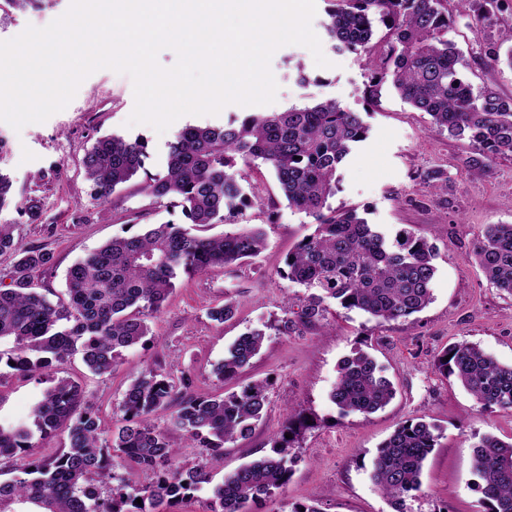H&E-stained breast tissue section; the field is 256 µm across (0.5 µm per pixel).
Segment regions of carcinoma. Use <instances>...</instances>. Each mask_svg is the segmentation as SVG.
Wrapping results in <instances>:
<instances>
[{
  "mask_svg": "<svg viewBox=\"0 0 512 512\" xmlns=\"http://www.w3.org/2000/svg\"><path fill=\"white\" fill-rule=\"evenodd\" d=\"M324 24L332 48L362 51L370 61L368 94L384 83L431 117L433 128L467 140L478 155L466 158L470 171L485 170L493 159L512 156V98L476 88L467 79L455 44L448 40L447 0H328ZM464 6L492 21L500 0H463ZM385 29L373 41L376 29ZM512 30L485 50L497 65L512 69ZM368 128L357 112L333 99L285 112H249L222 126H185L168 145L164 173H145L143 190L159 202L179 208L189 225L166 222L111 241L73 264L64 296L52 301L36 276L52 263L40 246L15 240L14 225L0 222V255L14 256L10 283L0 288V362L36 377L81 352L95 374L111 372L122 350L145 341L147 312H158L182 275L230 271L258 256L265 232L236 224L220 236L198 234L210 224H227L252 204L243 182L261 162L275 179L288 206L313 219L315 229L288 253L286 278L304 286L300 320L316 326L326 319L328 302L358 310L378 323L407 319L433 299L437 253L428 241L401 230L390 239L354 208H334L337 172ZM148 157L145 141L102 136L87 150L83 167L92 193L106 202L139 171ZM470 257L487 283L512 295V224H489L478 235ZM234 315L230 300L208 310L224 323ZM266 331L254 328L228 348L216 373L236 378L259 353ZM438 371L454 377L480 408L512 410V365H502L478 345L459 342L437 360ZM269 383L252 381L236 391L198 397L177 391L162 374L147 370L134 378L119 404L122 425L111 433L88 404L84 388L56 378L31 411L32 424L0 425V458L16 459L13 477L0 481V512L15 503L33 512H175L176 506L210 483L202 466H175L178 449L169 427L201 448L207 463L220 466L224 447L250 435L264 416ZM395 394L392 382L367 353L357 350L338 367L330 400L343 416L370 415ZM170 411L169 426L152 421ZM65 429V447L44 458L27 454L34 433L41 438ZM305 422L288 409L272 439V455L247 463L211 488L203 512H246L250 501L283 489L298 459ZM438 427L423 418L400 424L372 461V479L395 505L410 512L407 500L421 489V475L438 444ZM124 472L114 471L113 458ZM474 471L485 512H512V441L483 436L473 449ZM117 482L103 499L87 491L92 476ZM141 503H136V499Z\"/></svg>",
  "mask_w": 512,
  "mask_h": 512,
  "instance_id": "cac0c4a2",
  "label": "carcinoma"
}]
</instances>
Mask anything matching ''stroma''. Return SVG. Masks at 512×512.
Masks as SVG:
<instances>
[{"label":"stroma","mask_w":512,"mask_h":512,"mask_svg":"<svg viewBox=\"0 0 512 512\" xmlns=\"http://www.w3.org/2000/svg\"><path fill=\"white\" fill-rule=\"evenodd\" d=\"M69 3L43 0L37 8L0 11V41L30 25L47 26ZM327 8V0H316L312 28L322 39L329 67H317L303 46L279 48L270 62L278 91L267 109L282 112L332 99L342 109L360 113L368 137L338 171V191L330 204L356 209L388 235L406 228L433 244L437 272L432 303L408 319L383 325L335 303L329 308L328 327L298 323L305 289L285 278V260L314 226L304 213L289 207L264 170L254 173L251 181L259 200L241 218L266 233L267 245L259 256L229 273L180 277L161 311L147 318L150 341L124 350L115 371L93 374L76 355L57 372L81 382L94 410L114 428L126 387L147 369L176 381L189 377L187 392L194 396L235 390L237 383L224 382L215 368L238 336L264 325L267 338L240 381L269 380L267 412L250 436L225 448L214 482L270 454V439L287 408L302 411L311 424L302 435L301 453L287 485L275 496L250 504L249 512H290L296 503L316 505L321 512H394L371 480V461L399 424L418 417L439 425L442 436L425 463L421 490L409 502L413 512H484L472 445L485 435L512 439V411L482 410L434 363L448 346L464 341L512 365V296L491 288L468 258L486 225L512 224V157L494 159L483 172L467 171L464 161L474 147L431 129L429 116L404 102L390 84L367 97V60L359 53L332 49L324 37ZM448 13L453 20L448 37L471 83L512 98V69L490 64L483 54L487 43L512 27V0H504L491 23L462 8L459 0H448ZM302 74L308 84L299 82ZM134 104L131 78L100 69L81 83L64 110L45 122L19 131L0 122V171L12 180L11 204L0 211V222L15 225L22 243L43 246L53 254L52 265L39 276L50 293L64 292L68 269L127 225L185 221L180 209L166 207L144 192L139 175L108 203L95 199L82 160L98 137L115 133L144 138L145 167L155 174L164 169L167 145L178 129L221 125L245 112L243 106L230 104L216 115L183 116L160 133L146 124L128 125ZM430 171L443 174L447 189L424 184ZM32 198L41 212L35 222L24 211ZM227 299L236 307L234 317L221 325L210 321L208 308ZM286 319L295 326L284 335L277 326ZM358 348L371 353L396 394L374 414L344 417L331 402L330 391L339 362ZM43 389L37 380L1 364L0 424L29 421Z\"/></svg>","instance_id":"1"}]
</instances>
